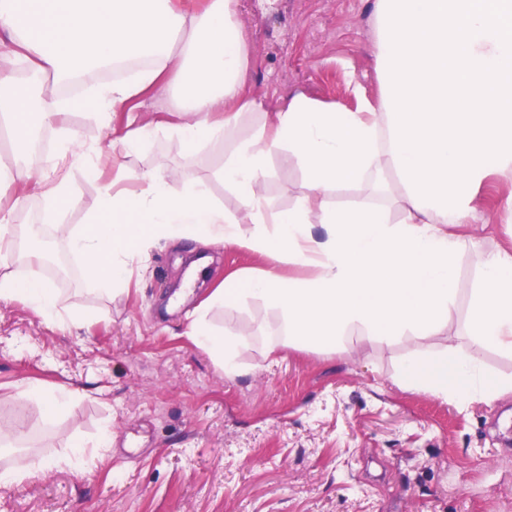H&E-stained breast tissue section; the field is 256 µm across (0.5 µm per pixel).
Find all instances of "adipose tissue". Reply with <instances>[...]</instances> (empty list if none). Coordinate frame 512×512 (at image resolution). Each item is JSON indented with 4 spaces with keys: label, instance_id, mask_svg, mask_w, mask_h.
Listing matches in <instances>:
<instances>
[{
    "label": "adipose tissue",
    "instance_id": "ef3b65f1",
    "mask_svg": "<svg viewBox=\"0 0 512 512\" xmlns=\"http://www.w3.org/2000/svg\"><path fill=\"white\" fill-rule=\"evenodd\" d=\"M238 0H208L204 9L174 8L172 0H0V32L11 50L0 55V133L19 162L0 166V223H10L22 205L21 188H34L53 220L70 194L66 160L80 156L87 172L101 179L116 152L131 154L152 139L157 128L128 120L108 141L84 145L72 133L58 140V156L43 168L30 149L27 118L39 110L51 123L76 105L110 125L114 112L134 97L163 88L177 111L186 113L169 127L191 154L209 150L224 158L217 171L235 191L236 211L214 201L204 182H184L173 192L169 173L136 175L137 189L103 182L98 212L88 225L56 232L82 261L83 279L102 296L122 291L132 267H144L150 249L162 239L230 244L265 256L268 268L230 275L213 290L188 326L194 343L219 364L227 379L241 373L235 334L216 333L207 315L212 308H237L259 302L278 313L281 342L335 351L352 330L365 329L382 347L404 343L408 354L392 375L399 389L457 404L476 399L493 403L512 393V378L478 375L477 355L491 349L512 356V250L486 253L450 234L449 225L469 223L472 214L441 215L414 206L407 190L395 202L398 223H388L381 207L354 204L334 207L328 196L342 186L375 175L374 187L390 189L396 174L388 117L382 102L360 99L343 109L303 94L250 131L244 115L260 104L243 93L249 67L248 44L237 20ZM25 61L39 85L16 75ZM112 67L111 81L89 86L78 98L64 94V78L87 69ZM52 82H42L44 74ZM295 161L305 175V191L295 207L273 210L259 194L274 157ZM275 232H268V225ZM321 234H314V225ZM31 274L23 280L0 277V301L21 300L39 317L65 327L80 326V313L63 307L58 294L38 272L42 258L29 243ZM470 255L480 272L468 311L466 340L472 357H462L448 336L456 294L457 261ZM286 266L304 267L305 278L286 277Z\"/></svg>",
    "mask_w": 512,
    "mask_h": 512
}]
</instances>
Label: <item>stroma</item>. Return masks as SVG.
<instances>
[{
  "mask_svg": "<svg viewBox=\"0 0 512 512\" xmlns=\"http://www.w3.org/2000/svg\"><path fill=\"white\" fill-rule=\"evenodd\" d=\"M375 0H238L248 38L245 93L275 112L298 93L354 107L351 84L380 95ZM111 128L77 108L45 126L83 142L122 131L128 115L159 123L153 141L126 158L134 173L164 164L173 190L207 182L216 201L237 208L212 175L220 156L184 152L166 126L183 122L164 96L144 93ZM71 193L59 223L83 228L99 204V185L68 163ZM305 179L297 163L274 158L259 192L280 210L294 206ZM512 176L491 174L470 223L456 233L487 250L512 248ZM265 257L233 245L177 240L153 249L127 290L102 297L75 278L56 291L63 307L86 312L71 331L23 302L0 301V392L37 386L39 394L0 404V427L20 439L0 447V469L37 466L22 486L0 489V512H512V394L465 406L398 389L390 377L404 345L351 341L327 355L267 347L276 313L255 304L213 309L215 332L240 336L242 376L229 380L187 336L195 309L228 274L265 268ZM479 278L458 261L451 333L466 330ZM80 401L46 421L58 388ZM112 433V451L73 467H54L68 440Z\"/></svg>",
  "mask_w": 512,
  "mask_h": 512,
  "instance_id": "1",
  "label": "stroma"
}]
</instances>
